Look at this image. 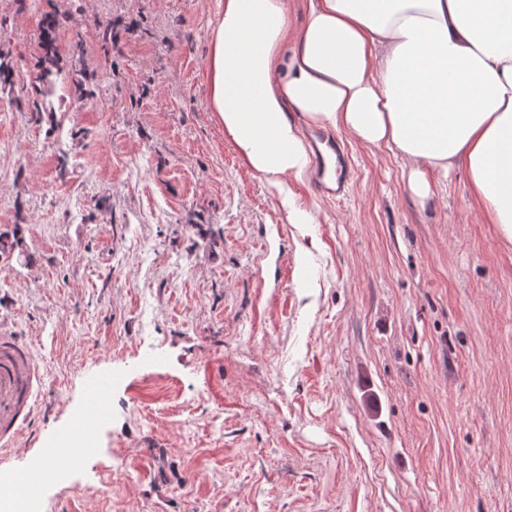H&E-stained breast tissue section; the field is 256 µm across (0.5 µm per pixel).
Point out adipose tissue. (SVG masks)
I'll return each instance as SVG.
<instances>
[{"label": "adipose tissue", "mask_w": 512, "mask_h": 512, "mask_svg": "<svg viewBox=\"0 0 512 512\" xmlns=\"http://www.w3.org/2000/svg\"><path fill=\"white\" fill-rule=\"evenodd\" d=\"M216 0L204 72L241 162L304 224L284 182L311 168L305 128L386 147L427 199L428 173L462 169L512 244V0Z\"/></svg>", "instance_id": "obj_1"}]
</instances>
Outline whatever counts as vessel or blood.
Returning <instances> with one entry per match:
<instances>
[{
    "label": "vessel or blood",
    "mask_w": 512,
    "mask_h": 512,
    "mask_svg": "<svg viewBox=\"0 0 512 512\" xmlns=\"http://www.w3.org/2000/svg\"><path fill=\"white\" fill-rule=\"evenodd\" d=\"M328 148L334 158V181L318 179L324 194L346 195L351 167L346 148L337 141ZM42 386L40 367L28 347L9 336H0V446L9 447L15 435L30 423Z\"/></svg>",
    "instance_id": "1"
}]
</instances>
